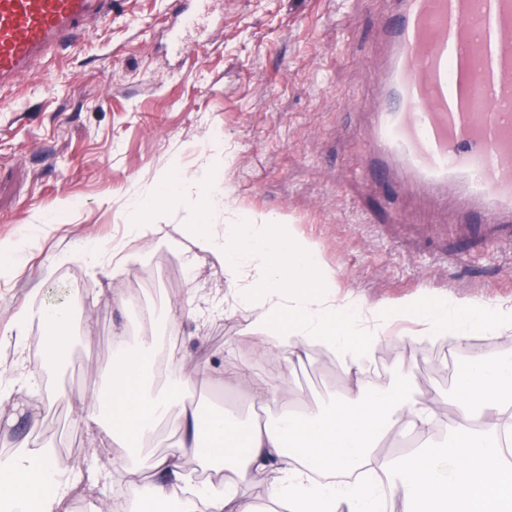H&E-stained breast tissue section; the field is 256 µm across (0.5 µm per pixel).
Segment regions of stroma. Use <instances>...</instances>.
I'll return each instance as SVG.
<instances>
[{
    "instance_id": "stroma-1",
    "label": "stroma",
    "mask_w": 512,
    "mask_h": 512,
    "mask_svg": "<svg viewBox=\"0 0 512 512\" xmlns=\"http://www.w3.org/2000/svg\"><path fill=\"white\" fill-rule=\"evenodd\" d=\"M173 7L113 0L111 17L90 20L73 47L35 64L18 87L0 88V241L20 249L19 258H0V331L26 307L68 301L93 312L75 322L63 363L0 405L2 462L27 440L56 448L60 469L117 470L112 445L83 409L105 393L102 368L135 321L110 302L115 290L156 310L145 336L202 353L213 369L233 345L235 358L254 361L262 375L284 376L289 405L320 408L345 390L329 352L315 350L288 371L277 349L254 356L252 314L235 305L220 262L185 265L191 185H181L162 221L171 247L129 233L130 198L164 174L195 172L210 184L221 198L209 219L215 233L249 216L286 219L334 272L337 300L512 306V239L460 222L450 201L362 175L380 23L392 0H214L197 55L179 60L165 48ZM91 246L95 258L58 260ZM117 249L135 259L127 273L112 271ZM191 288L193 309L180 312ZM413 328L387 330L372 380L392 386L409 377L418 394L436 398L438 414L451 415L457 352L416 347ZM182 372L199 412L260 414L237 386L215 387L190 362Z\"/></svg>"
}]
</instances>
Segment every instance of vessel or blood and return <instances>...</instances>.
Listing matches in <instances>:
<instances>
[{
	"instance_id": "1",
	"label": "vessel or blood",
	"mask_w": 512,
	"mask_h": 512,
	"mask_svg": "<svg viewBox=\"0 0 512 512\" xmlns=\"http://www.w3.org/2000/svg\"><path fill=\"white\" fill-rule=\"evenodd\" d=\"M202 0H177L169 46L194 53ZM384 23L381 94L366 139L372 173L452 191L465 218L512 233V0H396ZM112 0H0V87L70 47Z\"/></svg>"
}]
</instances>
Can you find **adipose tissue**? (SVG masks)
I'll return each mask as SVG.
<instances>
[{
  "instance_id": "ef3b65f1",
  "label": "adipose tissue",
  "mask_w": 512,
  "mask_h": 512,
  "mask_svg": "<svg viewBox=\"0 0 512 512\" xmlns=\"http://www.w3.org/2000/svg\"><path fill=\"white\" fill-rule=\"evenodd\" d=\"M201 206L191 225L197 252L223 257V273L236 285L235 302L253 308L251 333L259 349L273 345L286 367L308 361L323 349L343 365L350 382L345 394L322 410L280 408L282 382L261 376L253 364L227 358L217 380L232 378L247 386L261 407H279L275 420L241 422L217 411L200 419L186 395L182 377L157 386L154 362L167 353L174 365L186 357L163 351L159 337L137 347L118 343L106 367L108 422L103 431L113 446L137 448L152 441L169 417L179 421L173 452L152 456L143 465L149 481L137 512H161L172 488L187 486L175 512H256L246 487L253 471L275 469L279 479L267 492L270 502L288 512H386L389 500L400 512H506L512 506V460L501 431H512V359L466 356L470 337H503L512 331V306L488 307L472 301L422 304L413 299L370 304L336 298L334 274L324 272L318 254L281 224H229L223 237L205 226L216 200L198 176ZM167 196L149 192L135 199L128 225L140 237L156 234L166 213ZM39 321L47 348L40 362L17 360L0 366V401L19 387L32 385L36 373L56 367L68 347L69 307L22 309L11 331L16 353H23L25 332ZM416 324L413 341L426 345L443 339L462 350L453 397L456 412L446 425L445 444L398 457L379 451L393 439L397 424L408 419L426 435L435 413L417 398L409 380L385 388L367 380L366 362L392 324ZM192 457L203 467L232 468L237 481L194 485L183 465ZM87 470L60 471L43 450L18 453L0 469V497L23 505L24 512H67L66 504Z\"/></svg>"
}]
</instances>
